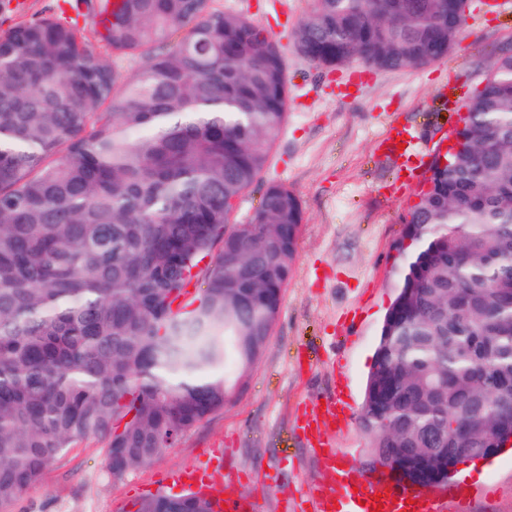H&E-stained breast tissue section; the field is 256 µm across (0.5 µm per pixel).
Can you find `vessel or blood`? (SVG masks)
<instances>
[{"label":"vessel or blood","instance_id":"1","mask_svg":"<svg viewBox=\"0 0 512 512\" xmlns=\"http://www.w3.org/2000/svg\"><path fill=\"white\" fill-rule=\"evenodd\" d=\"M417 142L416 132L399 125L391 126L384 140L389 151L397 152L400 174L408 182L419 177ZM348 418L345 402L341 396L333 395L326 399L323 408L306 412L299 421L300 434L321 462L320 481L309 486L305 493L310 512H447V499L431 489H415L408 478L389 476L378 479L370 487L354 484L347 474L339 472L336 466L339 450L330 434ZM221 465L222 458L215 451L195 464L169 470L165 483L173 488L211 493L214 512H255V503L243 499L232 484H224L219 492H212Z\"/></svg>","mask_w":512,"mask_h":512}]
</instances>
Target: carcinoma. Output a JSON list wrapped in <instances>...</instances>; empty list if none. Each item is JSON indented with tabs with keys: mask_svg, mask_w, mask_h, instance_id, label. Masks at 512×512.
<instances>
[{
	"mask_svg": "<svg viewBox=\"0 0 512 512\" xmlns=\"http://www.w3.org/2000/svg\"><path fill=\"white\" fill-rule=\"evenodd\" d=\"M463 23L460 0H313L295 48L329 70L422 67ZM99 33L111 54L60 13L0 33V512L82 441L120 480L224 409L294 272L287 184L230 223L287 120L278 44L211 0H122ZM461 108L460 150L406 218L358 418L373 464L411 452L431 486L445 449L512 433V51ZM134 506L209 512L170 489Z\"/></svg>",
	"mask_w": 512,
	"mask_h": 512,
	"instance_id": "carcinoma-1",
	"label": "carcinoma"
}]
</instances>
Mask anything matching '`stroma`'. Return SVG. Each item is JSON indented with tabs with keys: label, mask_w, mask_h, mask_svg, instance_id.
Listing matches in <instances>:
<instances>
[{
	"label": "stroma",
	"mask_w": 512,
	"mask_h": 512,
	"mask_svg": "<svg viewBox=\"0 0 512 512\" xmlns=\"http://www.w3.org/2000/svg\"><path fill=\"white\" fill-rule=\"evenodd\" d=\"M242 14L278 43L290 100L286 124L257 182L235 205L247 221L270 182H283L305 211L295 271L283 291L269 345L236 402L189 429L148 464L111 480L101 442L69 449L15 512H130L138 498L164 486L175 466L224 451V472L259 512H284L320 475L299 434V417L342 394L354 412L332 438L339 466L367 476V435L356 419L375 362L377 338L395 297L393 270L402 257L405 217L420 184L403 186L397 161L380 146L389 125L416 130L432 163L457 122L448 101L466 99L500 48L512 47V0L484 8L474 0L461 39L440 61L374 72L355 62L328 72L301 58L294 34L312 0H213ZM448 499L455 512H512V449L461 465Z\"/></svg>",
	"instance_id": "obj_1"
}]
</instances>
